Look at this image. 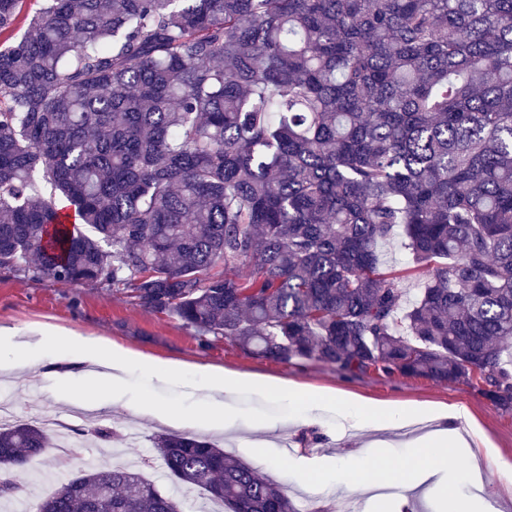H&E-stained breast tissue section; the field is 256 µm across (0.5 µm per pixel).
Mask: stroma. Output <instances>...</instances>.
<instances>
[{
	"mask_svg": "<svg viewBox=\"0 0 512 512\" xmlns=\"http://www.w3.org/2000/svg\"><path fill=\"white\" fill-rule=\"evenodd\" d=\"M36 325L56 333L101 336L136 354L170 364L204 365L229 373L284 379L309 389L332 390L362 400L421 404L434 410L466 407L471 422L463 426L462 433L473 452L449 455L447 467L455 473L480 467L484 496L497 512H512V494L506 489L512 479L507 471L512 464V410L492 405L478 385L436 383L401 374L388 376L374 369L345 376L315 360L283 363L256 357L221 337L202 342L175 315L143 310L127 293L24 278L0 269V326L26 329ZM59 351V345L54 344L34 354L36 368L44 373L37 384L29 383L28 372L0 371V385L10 388L17 419L32 420L51 410L68 419L75 433L90 425L123 430L133 423L139 428L140 439L117 445L88 442L80 448L56 447L31 457L23 468L12 473L22 490V502L34 505L56 488V481L47 479V472L72 475L94 464L140 471L161 489L175 492L152 439L167 431L195 434L199 428L189 423L164 424L138 412L137 407L150 405L157 414L170 411L206 415L208 401L197 391L196 378L188 375L164 382L135 368L120 392H93L83 378L84 367L73 366L68 381L58 380L54 360ZM225 411L235 419V427L209 431V439L220 441L226 452L253 467L270 472L294 502L312 497L315 512H346L351 502L356 504L357 512H380L382 501L356 487L339 486L324 478L314 485L304 484L299 478L300 470L315 467L327 472L348 455L380 464L400 460L407 453V439L399 432L356 429L337 414H317L315 423L310 425L286 424L287 407L258 391H239L227 397ZM264 421H278L282 427L269 433L260 428Z\"/></svg>",
	"mask_w": 512,
	"mask_h": 512,
	"instance_id": "stroma-1",
	"label": "stroma"
}]
</instances>
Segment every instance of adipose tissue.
Wrapping results in <instances>:
<instances>
[{"label":"adipose tissue","mask_w":512,"mask_h":512,"mask_svg":"<svg viewBox=\"0 0 512 512\" xmlns=\"http://www.w3.org/2000/svg\"><path fill=\"white\" fill-rule=\"evenodd\" d=\"M46 339L39 329H1L0 346L6 347L8 355L0 359V370H25L33 352ZM65 347L69 361L96 366L95 381L111 388L122 386L128 371L136 366L160 380L178 379L183 374L178 366L134 354L98 336H69ZM194 372L200 378L199 390L209 400V423L214 428L233 426V419L224 414V398L244 388L260 390L269 398L286 403L291 420L303 423L313 422L319 410L338 412L354 427L375 431L401 429L427 417L432 419L433 428L409 442V452L399 463L379 468L351 457L337 464L333 474L335 483L352 482L365 491L381 487L403 490V497L396 501L403 508L407 505L406 493L422 484L440 486L450 492L464 480L463 475L450 474L445 464L449 452L467 445L456 427L458 421L467 417L463 408L452 407L431 414L419 405L370 402L331 391L313 392L285 381L231 375L206 366L195 367Z\"/></svg>","instance_id":"1"}]
</instances>
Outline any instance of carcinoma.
Returning a JSON list of instances; mask_svg holds the SVG:
<instances>
[{"instance_id":"obj_1","label":"carcinoma","mask_w":512,"mask_h":512,"mask_svg":"<svg viewBox=\"0 0 512 512\" xmlns=\"http://www.w3.org/2000/svg\"><path fill=\"white\" fill-rule=\"evenodd\" d=\"M26 2L0 0V35ZM397 231L409 304L379 262ZM0 267L128 290L279 362L475 380L512 410V0H39L0 48ZM154 445L225 512H298L206 439ZM52 446L0 427V500ZM35 512L182 510L103 466Z\"/></svg>"}]
</instances>
